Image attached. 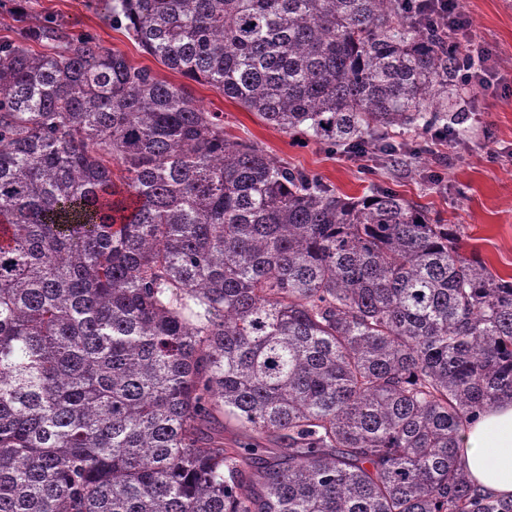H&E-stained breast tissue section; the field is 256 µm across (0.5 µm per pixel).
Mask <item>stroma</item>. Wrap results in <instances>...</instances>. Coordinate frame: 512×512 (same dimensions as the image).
Masks as SVG:
<instances>
[{
    "label": "stroma",
    "instance_id": "35a3bbf8",
    "mask_svg": "<svg viewBox=\"0 0 512 512\" xmlns=\"http://www.w3.org/2000/svg\"><path fill=\"white\" fill-rule=\"evenodd\" d=\"M471 32L462 41L473 71L492 52L498 61L485 85L471 83L461 93L466 113L447 138L432 140L431 130L392 129L401 149L399 162L371 161L332 151L300 134L266 124L208 85L189 84L199 105L223 113L230 134L259 143L289 165L317 175L338 193L361 196L385 188L420 206L436 224L456 225L462 251L478 256L501 277H512V0H459ZM31 21L58 20L73 33L90 32L107 49L131 63L150 67L169 83L183 77L143 53L135 41L113 29L100 0H28Z\"/></svg>",
    "mask_w": 512,
    "mask_h": 512
}]
</instances>
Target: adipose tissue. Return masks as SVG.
Wrapping results in <instances>:
<instances>
[{"mask_svg": "<svg viewBox=\"0 0 512 512\" xmlns=\"http://www.w3.org/2000/svg\"><path fill=\"white\" fill-rule=\"evenodd\" d=\"M460 447L475 485L500 497H512L511 400L481 412L462 432Z\"/></svg>", "mask_w": 512, "mask_h": 512, "instance_id": "obj_1", "label": "adipose tissue"}]
</instances>
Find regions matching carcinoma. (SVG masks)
I'll use <instances>...</instances> for the list:
<instances>
[{
    "label": "carcinoma",
    "mask_w": 512,
    "mask_h": 512,
    "mask_svg": "<svg viewBox=\"0 0 512 512\" xmlns=\"http://www.w3.org/2000/svg\"><path fill=\"white\" fill-rule=\"evenodd\" d=\"M103 2L331 149L462 119L471 60L405 0ZM505 399L512 281L455 225L337 193L90 32L0 39V512H512L459 456Z\"/></svg>",
    "instance_id": "cac0c4a2"
}]
</instances>
